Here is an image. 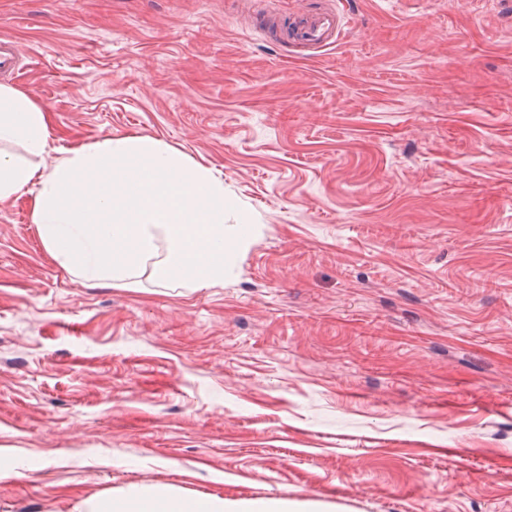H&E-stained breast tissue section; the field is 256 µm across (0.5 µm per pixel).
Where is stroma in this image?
<instances>
[{"label":"stroma","instance_id":"obj_1","mask_svg":"<svg viewBox=\"0 0 512 512\" xmlns=\"http://www.w3.org/2000/svg\"><path fill=\"white\" fill-rule=\"evenodd\" d=\"M0 0L59 146L149 136L255 224L222 284L70 275L0 203V512L143 486L512 512V0ZM341 18L333 10H324L311 15L306 23L289 34L295 44L318 49L332 48L339 39Z\"/></svg>","mask_w":512,"mask_h":512}]
</instances>
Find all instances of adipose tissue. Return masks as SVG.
<instances>
[{"label":"adipose tissue","instance_id":"1","mask_svg":"<svg viewBox=\"0 0 512 512\" xmlns=\"http://www.w3.org/2000/svg\"><path fill=\"white\" fill-rule=\"evenodd\" d=\"M46 104L0 84V202L31 198L45 250L89 282L132 288L142 276L193 288L222 283L243 249L247 222L232 210L211 169L151 137L107 136L54 156ZM87 512H319L313 502L282 499L186 503L164 486L85 500Z\"/></svg>","mask_w":512,"mask_h":512}]
</instances>
